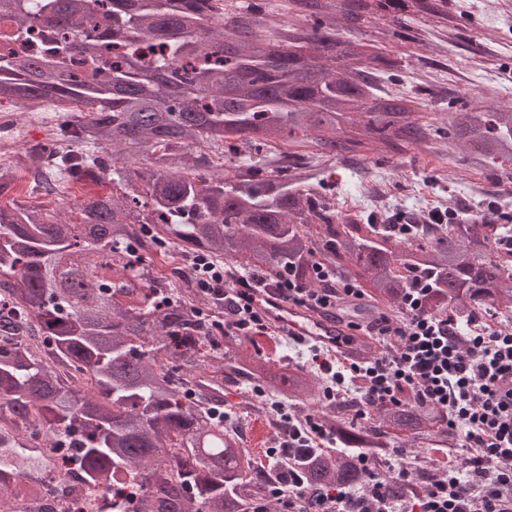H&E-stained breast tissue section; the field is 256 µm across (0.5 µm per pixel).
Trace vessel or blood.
Wrapping results in <instances>:
<instances>
[{
	"label": "vessel or blood",
	"instance_id": "obj_1",
	"mask_svg": "<svg viewBox=\"0 0 512 512\" xmlns=\"http://www.w3.org/2000/svg\"><path fill=\"white\" fill-rule=\"evenodd\" d=\"M254 303L269 319L281 324L291 337L318 348L334 349L351 360L363 361L360 336L345 329L333 313L285 302L269 290L256 293Z\"/></svg>",
	"mask_w": 512,
	"mask_h": 512
}]
</instances>
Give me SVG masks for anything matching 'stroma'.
<instances>
[{"label":"stroma","instance_id":"obj_1","mask_svg":"<svg viewBox=\"0 0 512 512\" xmlns=\"http://www.w3.org/2000/svg\"><path fill=\"white\" fill-rule=\"evenodd\" d=\"M496 0H448L446 22L410 17L401 29H394L383 12L361 26L360 41L377 44L381 53L402 56L406 67L398 86L410 94H421V122L446 125L449 102L473 92L485 103L512 101V16L500 15ZM8 115L14 126L12 138L20 148L39 142L53 144L60 139L55 121L28 122L25 113L13 105L0 104V115ZM373 175L395 183L414 180L424 197L405 196L395 211L406 222L425 219V199L454 198L458 209L479 215L487 204L512 201V181L493 183L486 174L470 181L448 182L438 169V161L427 148L378 156Z\"/></svg>","mask_w":512,"mask_h":512}]
</instances>
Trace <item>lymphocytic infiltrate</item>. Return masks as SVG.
Listing matches in <instances>:
<instances>
[{
    "mask_svg": "<svg viewBox=\"0 0 512 512\" xmlns=\"http://www.w3.org/2000/svg\"><path fill=\"white\" fill-rule=\"evenodd\" d=\"M195 286L202 293L228 300V330L244 336H267L265 316L251 304L247 278L225 279L206 257L196 256ZM318 287L306 288L289 278L276 284L277 294L313 309L335 308L338 297L362 299L364 291L335 270L318 264ZM421 289L405 299L399 320L384 319L379 328L384 348L373 360L359 363L319 361L326 376L347 384L368 406H398L409 397L436 407L464 452L444 463L415 500L399 506L381 481L367 493L344 488L307 490L299 479L276 486L273 495L284 505L301 501L308 512H473L481 497L482 512H512V333L473 336L452 316L422 309Z\"/></svg>",
    "mask_w": 512,
    "mask_h": 512,
    "instance_id": "1",
    "label": "lymphocytic infiltrate"
}]
</instances>
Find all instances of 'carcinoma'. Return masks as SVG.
<instances>
[{"label": "carcinoma", "mask_w": 512, "mask_h": 512, "mask_svg": "<svg viewBox=\"0 0 512 512\" xmlns=\"http://www.w3.org/2000/svg\"><path fill=\"white\" fill-rule=\"evenodd\" d=\"M442 19L444 0H413ZM368 0H285L265 13L236 0H0V103L58 115L73 145L54 151L42 191L80 171L112 182L79 219L0 207V507L57 512L55 500L128 480L141 492L120 512H282L284 472L250 468L226 424L220 391L232 381L307 408L336 453L294 458L304 487L367 489L356 466L401 449L409 459L455 447L432 406L408 398L375 406L358 425L319 380L270 342L224 329V302L201 305L181 254L229 261L268 283L288 275L366 293L345 311L389 318L425 289L423 309L512 310V251L492 207L480 222L456 214L443 235L397 238L326 191L318 167L285 152L311 144L333 161L359 148L386 154L440 140L476 167L512 179V104H461L448 128L416 122L417 97L383 83L399 58L367 56L336 22L371 21ZM37 42L20 53L18 42ZM168 248L131 251L148 232ZM382 478L388 497L422 493L415 475Z\"/></svg>", "instance_id": "carcinoma-1"}]
</instances>
